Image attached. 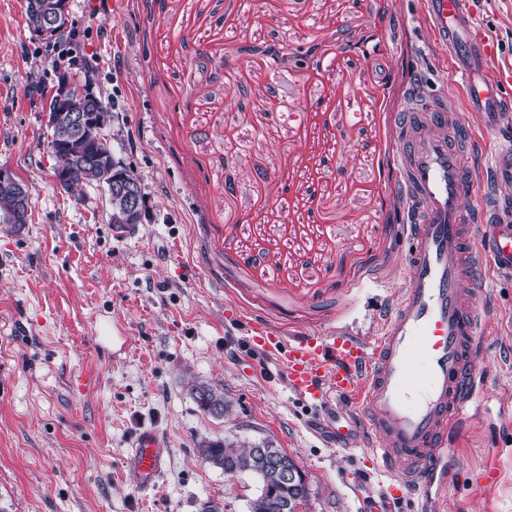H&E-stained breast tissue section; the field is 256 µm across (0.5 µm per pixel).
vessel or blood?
I'll return each instance as SVG.
<instances>
[{"label":"vessel or blood","mask_w":512,"mask_h":512,"mask_svg":"<svg viewBox=\"0 0 512 512\" xmlns=\"http://www.w3.org/2000/svg\"><path fill=\"white\" fill-rule=\"evenodd\" d=\"M426 12L465 79L468 110L482 126L500 128L512 110V72H494L496 49L475 26L471 0H426ZM398 126L409 280L384 309L379 336L289 338L260 321L244 326L249 344L284 367L299 399L320 407L349 402L350 415L336 423L337 442L370 444L396 474L372 496L373 512H395L404 495L425 500L441 488L448 428L463 418L485 353L475 287L484 267L512 274L504 198L474 201L476 141L447 100H416ZM491 170L499 186L512 189V135L503 134ZM167 461L165 441L143 430L126 466L146 491Z\"/></svg>","instance_id":"obj_1"}]
</instances>
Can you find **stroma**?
<instances>
[{"mask_svg": "<svg viewBox=\"0 0 512 512\" xmlns=\"http://www.w3.org/2000/svg\"><path fill=\"white\" fill-rule=\"evenodd\" d=\"M26 9L0 0V166L32 196L22 234L0 224V512H248L256 478L202 462L203 437L272 441L305 474L304 512H362L390 479L336 446L344 404H303L240 321L368 338L406 285L396 117L412 94L463 92L423 0H70L79 37L52 46ZM474 9L511 71L512 0ZM90 54L112 148L144 186L127 239L103 189L78 203L53 178L56 72L80 83ZM482 288L489 390L448 429L447 512H512V276ZM80 373L95 384L77 392ZM195 384L230 413L202 411ZM143 429L169 448L147 494L125 463Z\"/></svg>", "mask_w": 512, "mask_h": 512, "instance_id": "35a3bbf8", "label": "stroma"}]
</instances>
